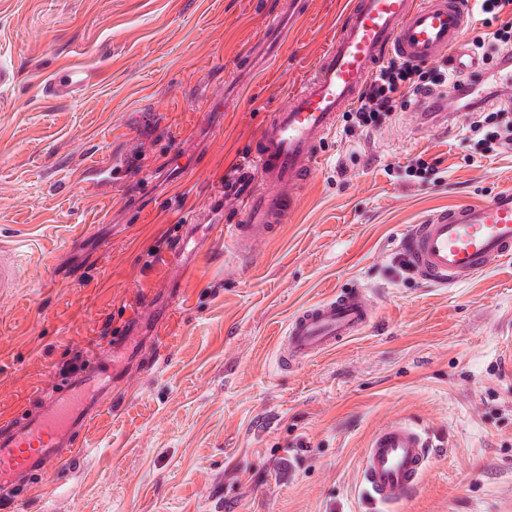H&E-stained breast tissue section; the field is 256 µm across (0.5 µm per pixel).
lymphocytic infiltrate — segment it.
<instances>
[{
	"mask_svg": "<svg viewBox=\"0 0 512 512\" xmlns=\"http://www.w3.org/2000/svg\"><path fill=\"white\" fill-rule=\"evenodd\" d=\"M469 10L481 15L486 29L484 37L477 41L478 48L483 51V61L512 66V27L494 25L500 15L512 14V0H473ZM449 64L446 57L428 68L398 58L390 59L376 70L356 105L345 112L347 135L360 134L380 125L382 119L398 106H431L434 89L441 87L452 95L460 110L478 114V121L468 127L470 133L496 128L497 147L512 149V128H499L501 110L487 106L488 101L502 98V90L491 83L487 85L485 95H478L466 86L459 73L450 70Z\"/></svg>",
	"mask_w": 512,
	"mask_h": 512,
	"instance_id": "1",
	"label": "lymphocytic infiltrate"
}]
</instances>
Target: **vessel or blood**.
Here are the masks:
<instances>
[{"label": "vessel or blood", "mask_w": 512, "mask_h": 512, "mask_svg": "<svg viewBox=\"0 0 512 512\" xmlns=\"http://www.w3.org/2000/svg\"><path fill=\"white\" fill-rule=\"evenodd\" d=\"M299 0L276 12L263 35L265 57L281 44L282 21L299 13ZM468 26L465 0H351L336 36L312 75L272 113L250 150V160L224 181L225 195L245 204L237 224H208L209 237L223 239L229 255L249 261L261 243L277 234L295 212L297 192L311 179L316 151L332 133L376 68L397 57L427 63L459 47ZM95 78L91 69H59L52 94L67 96ZM197 225H183L171 265L189 273L179 257L197 243ZM407 259L426 283L452 288L473 280L494 263L512 258V190L479 203L462 202L414 225L402 241ZM19 275L11 255L0 249V298L13 294ZM375 306L363 288L340 291L304 304L288 320L277 347V364L293 368L361 334ZM116 350L95 358L78 384L64 387L38 410L0 417V487L12 489L44 479L84 453L83 432L112 392L104 390L90 406H78L79 393L109 377ZM432 459L425 433L407 418L387 420L371 436L362 458V482L378 504H396L419 485Z\"/></svg>", "instance_id": "obj_1"}]
</instances>
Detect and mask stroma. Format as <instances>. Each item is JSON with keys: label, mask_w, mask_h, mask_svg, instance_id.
Segmentation results:
<instances>
[{"label": "stroma", "mask_w": 512, "mask_h": 512, "mask_svg": "<svg viewBox=\"0 0 512 512\" xmlns=\"http://www.w3.org/2000/svg\"><path fill=\"white\" fill-rule=\"evenodd\" d=\"M348 2L306 0L258 64L249 51L278 0H0V246L19 270L0 301V416L140 334L87 453L32 485L20 512H512V260L438 288L398 249L431 213L512 189V150L465 138L466 115L421 123L410 107L357 138L335 132L249 262L211 239L192 275L168 270L194 215L241 216L214 187L310 75ZM78 64L96 82L45 92ZM418 155L440 179L406 178ZM102 157L120 179L86 186ZM356 284L373 323L280 369L291 314ZM149 302L157 321L141 314ZM394 416L436 454L414 493L376 506L363 450Z\"/></svg>", "instance_id": "stroma-1"}]
</instances>
